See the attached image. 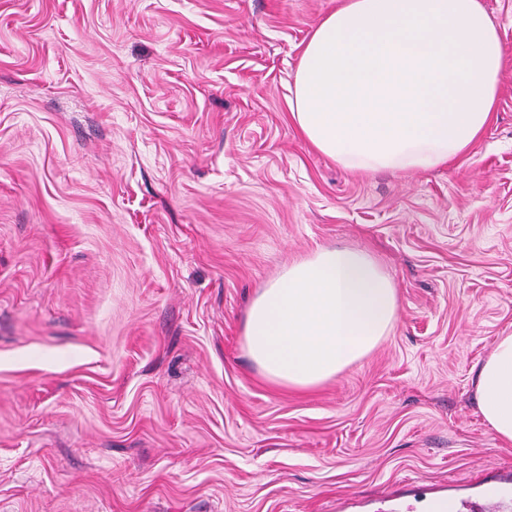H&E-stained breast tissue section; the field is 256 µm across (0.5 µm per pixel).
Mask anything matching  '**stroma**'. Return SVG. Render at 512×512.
Listing matches in <instances>:
<instances>
[{
  "label": "stroma",
  "mask_w": 512,
  "mask_h": 512,
  "mask_svg": "<svg viewBox=\"0 0 512 512\" xmlns=\"http://www.w3.org/2000/svg\"><path fill=\"white\" fill-rule=\"evenodd\" d=\"M336 5L0 0V512H512L471 373L512 331V63L466 154L352 173L290 109ZM333 245L399 319L273 387L248 305Z\"/></svg>",
  "instance_id": "35a3bbf8"
}]
</instances>
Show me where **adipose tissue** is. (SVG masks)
I'll return each mask as SVG.
<instances>
[{"label": "adipose tissue", "instance_id": "obj_1", "mask_svg": "<svg viewBox=\"0 0 512 512\" xmlns=\"http://www.w3.org/2000/svg\"><path fill=\"white\" fill-rule=\"evenodd\" d=\"M508 52L479 0H341L313 28L291 115L349 170H427L490 123ZM397 289L369 253L323 247L253 298L243 347L271 383L305 391L359 362L398 319ZM477 407L512 445V332L476 365Z\"/></svg>", "mask_w": 512, "mask_h": 512}]
</instances>
